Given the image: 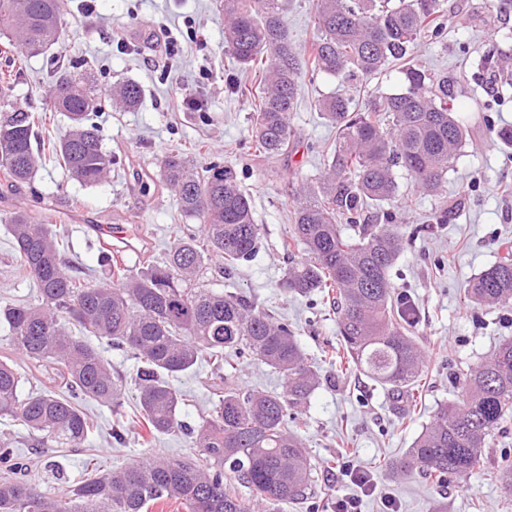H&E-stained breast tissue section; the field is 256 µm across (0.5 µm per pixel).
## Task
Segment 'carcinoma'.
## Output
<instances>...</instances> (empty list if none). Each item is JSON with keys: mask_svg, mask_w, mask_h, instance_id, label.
<instances>
[{"mask_svg": "<svg viewBox=\"0 0 512 512\" xmlns=\"http://www.w3.org/2000/svg\"><path fill=\"white\" fill-rule=\"evenodd\" d=\"M444 0H316L317 39L308 53L289 41L284 0H219L224 10V47L239 68L263 72L251 93V145L257 165L270 164L295 143L290 124L301 79L325 75L371 79L401 62L402 88L373 91L361 105L345 93L319 100L320 112L336 126V142L323 173L291 195L293 224L283 250L288 268L281 287L293 294L332 297L339 315L340 348L334 363L407 395L425 371L413 337L418 313L397 304L390 270L403 250L394 224L370 223V209L399 193L395 169L414 188L440 197L468 129L448 108V82L406 62L409 49L442 16ZM60 0H0V32L37 54L59 42ZM141 88L125 82L112 91L114 104L132 109ZM53 106L68 114L69 131L52 149L77 181L102 183L112 156L102 148L91 114L99 97L83 77L60 75ZM35 116L0 113V170L17 184L38 167L33 148ZM163 183L185 216L203 226L204 243L179 239L161 265L121 268L110 256L107 281L89 284L66 270L57 234L26 213L10 218L18 271L31 277L42 303L0 306V329L14 349L36 362L56 365L68 395L24 396L21 376L0 361V417L22 422L38 444L83 445L92 434L81 397L117 404L123 382L111 364L82 337L63 326L68 319L87 336L128 349L143 362L134 379L142 417L151 434L182 429L180 398L168 378L189 371L207 351L226 365L247 354L278 373L285 391H244L224 377L211 418L194 433L193 462L155 458L106 470L50 496L13 476L12 451L0 444V512H143L171 500L187 512H254L234 484L274 507L300 500L311 486L308 449L288 431V421L318 384V375L292 326L262 312L247 296L198 288L205 260L224 259L232 270L250 261L258 247L251 199L237 173L220 165L199 172L181 153L165 157ZM361 225L358 235L343 224ZM476 306L512 307V256L502 257L466 283ZM512 418V339L470 370L462 397L440 407L410 448L391 464L401 474L417 472L443 485L483 467L487 437Z\"/></svg>", "mask_w": 512, "mask_h": 512, "instance_id": "obj_1", "label": "carcinoma"}]
</instances>
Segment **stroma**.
<instances>
[{
	"instance_id": "35a3bbf8",
	"label": "stroma",
	"mask_w": 512,
	"mask_h": 512,
	"mask_svg": "<svg viewBox=\"0 0 512 512\" xmlns=\"http://www.w3.org/2000/svg\"><path fill=\"white\" fill-rule=\"evenodd\" d=\"M315 3L287 4L288 31L297 50L308 48L316 36ZM61 22L59 43L34 57L0 35V77L15 78V111L39 116L35 150L42 156L30 181L0 178V304L38 300L33 280L16 270L6 217L24 211L61 231L69 272L99 282L109 272L101 263L93 225H134L140 252L125 263L137 269L162 263L176 240L201 236L200 222L180 212L161 181L168 154L230 167L251 197L261 227L259 249L230 272L222 260L209 261L200 283L251 296L262 311L288 321L318 371L319 384L301 409L298 433L311 456L319 512H336L337 501L348 498L361 499L362 512H386L388 498L398 512H434L441 502L447 512H512V497L503 493L497 475L505 452L512 451V433H492L482 470L462 481L437 486L390 469L438 407L459 400L461 377L501 341L512 339V307L478 308L464 292L471 277L512 250V198L498 190L512 181V149L496 139L499 126L512 124V85L487 63L488 53L512 54V0H445L441 32L425 34L412 51L414 64L447 79L448 106L467 125L468 141L447 176L443 197L405 191L401 172L399 198L381 207L404 235L390 278L420 313L415 335L427 364L401 406L356 369L340 372L331 364L330 355L340 345L332 302L293 295L280 286L288 267L281 241L291 227L281 200L327 161L336 130L317 101L337 90L336 79L303 82L291 114L293 151L259 167L251 160V102L227 85L234 75L253 88L259 76L240 72L226 54L224 13L217 0H97L89 15L79 11L78 0H62ZM64 72L90 77L101 100L94 121L114 164L96 186L72 179L52 151L69 128L66 114L50 104L51 86ZM127 80L143 91L140 106L131 111L116 108L110 98L113 87ZM185 93L199 99L201 109L180 107ZM443 205L448 221L434 224ZM0 360L16 368L23 392L65 390L51 364L32 362L1 333ZM219 376L203 356L192 371L171 378L181 394L184 428L148 443L142 440L139 407L130 389L116 405L82 401L97 430L81 447L37 445L28 429L9 417L0 418V442L13 450L16 478L51 494L79 481L92 460L116 469L156 455L191 459L196 450L190 431L207 418Z\"/></svg>"
}]
</instances>
